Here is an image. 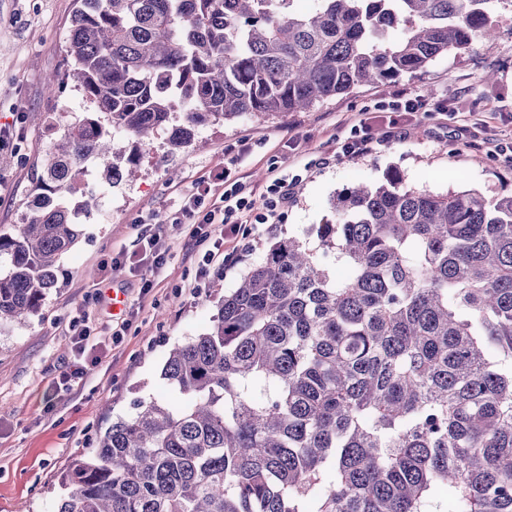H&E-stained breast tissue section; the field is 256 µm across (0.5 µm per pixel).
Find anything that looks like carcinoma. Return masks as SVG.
<instances>
[{"mask_svg": "<svg viewBox=\"0 0 512 512\" xmlns=\"http://www.w3.org/2000/svg\"><path fill=\"white\" fill-rule=\"evenodd\" d=\"M508 0H78L23 222L0 225V325L39 314L80 237L88 160L119 184L243 116L308 110L496 33ZM118 126L133 149L125 156ZM311 247L273 242L209 330L58 480L53 512H512V193L340 191Z\"/></svg>", "mask_w": 512, "mask_h": 512, "instance_id": "obj_1", "label": "carcinoma"}]
</instances>
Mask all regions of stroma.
Here are the masks:
<instances>
[{"label": "stroma", "mask_w": 512, "mask_h": 512, "mask_svg": "<svg viewBox=\"0 0 512 512\" xmlns=\"http://www.w3.org/2000/svg\"><path fill=\"white\" fill-rule=\"evenodd\" d=\"M74 8L75 0H0V125H15L17 132L14 162L0 169V224L22 221L50 123L66 124L87 109L74 84L52 91L44 83L62 66ZM494 20L495 38L448 53L415 74L357 85L306 111L212 126L171 157L154 142L142 156L140 178L130 184L85 179L83 192L111 197V213L95 210L82 218L80 238L63 258L60 286L39 315L0 327V512H49L60 472L92 447L97 433L127 416L135 400L169 396L160 376L169 349L210 327L216 302L261 260L272 238L315 241L347 185L374 182L396 169L408 185L434 193H512V7L501 6ZM401 87L431 102L452 94L457 104L412 114L382 110ZM62 100L71 106L63 114L57 110ZM361 114L378 149L338 154ZM394 120L404 127V139L387 140ZM492 142L499 151H489ZM233 146L247 150L246 188H262L274 172L297 177L280 224L259 225L246 249L210 269L190 240L189 225L166 224L167 263L146 295L138 274L104 269L113 254H143L139 237L151 230L147 217L178 210L197 181L222 170ZM193 282L198 292L190 291ZM116 288L125 294L118 314L112 311ZM83 313L101 334V362L81 389L55 391L54 379L72 358L69 322Z\"/></svg>", "instance_id": "1"}]
</instances>
